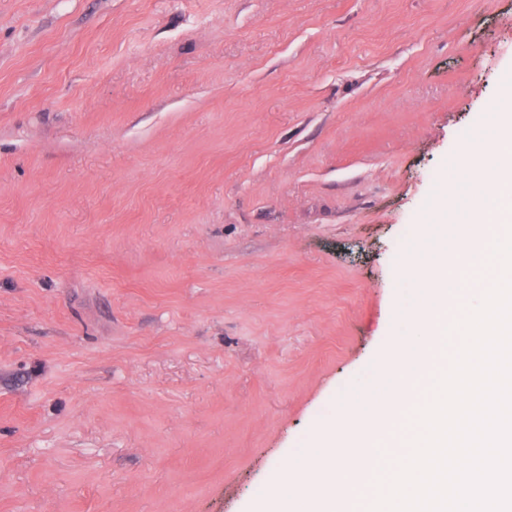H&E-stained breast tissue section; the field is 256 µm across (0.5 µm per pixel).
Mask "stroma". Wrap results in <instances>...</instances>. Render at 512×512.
<instances>
[{
    "instance_id": "obj_1",
    "label": "stroma",
    "mask_w": 512,
    "mask_h": 512,
    "mask_svg": "<svg viewBox=\"0 0 512 512\" xmlns=\"http://www.w3.org/2000/svg\"><path fill=\"white\" fill-rule=\"evenodd\" d=\"M511 79L512 0H0V512L269 495Z\"/></svg>"
}]
</instances>
